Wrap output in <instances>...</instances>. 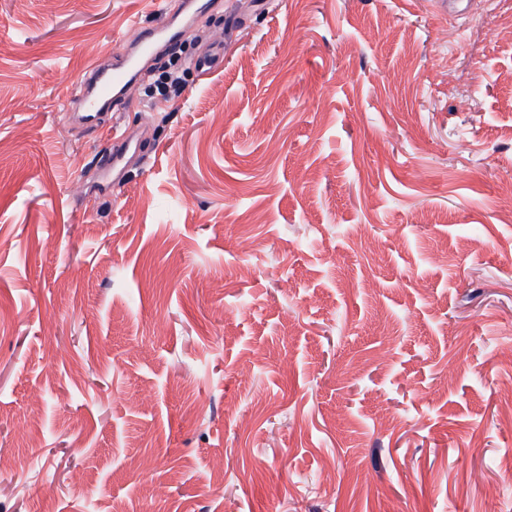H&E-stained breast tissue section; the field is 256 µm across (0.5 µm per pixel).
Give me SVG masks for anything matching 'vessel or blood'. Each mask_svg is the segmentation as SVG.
Masks as SVG:
<instances>
[{
  "label": "vessel or blood",
  "instance_id": "vessel-or-blood-1",
  "mask_svg": "<svg viewBox=\"0 0 512 512\" xmlns=\"http://www.w3.org/2000/svg\"><path fill=\"white\" fill-rule=\"evenodd\" d=\"M202 0H178L175 8L166 10L161 19L151 28L137 31L133 40L123 41L121 50L111 51V66L91 64L88 74L75 91L74 105L79 106L82 121H96L99 111L111 96L125 94L137 80V52H148L157 44L169 43L183 33L185 17L202 10Z\"/></svg>",
  "mask_w": 512,
  "mask_h": 512
}]
</instances>
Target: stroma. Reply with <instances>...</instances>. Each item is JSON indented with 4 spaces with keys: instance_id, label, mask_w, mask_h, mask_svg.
<instances>
[{
    "instance_id": "stroma-1",
    "label": "stroma",
    "mask_w": 512,
    "mask_h": 512,
    "mask_svg": "<svg viewBox=\"0 0 512 512\" xmlns=\"http://www.w3.org/2000/svg\"><path fill=\"white\" fill-rule=\"evenodd\" d=\"M169 3L0 0V512H512V0H211L76 124ZM174 9L167 8L161 19L150 29L138 30L132 42L121 40L122 50L108 52L112 65L105 67L98 64L99 55L90 65L88 75L78 84L73 107L79 106L81 112L77 116L85 123L97 120L98 113L112 97L125 94L127 89L137 80L139 72L136 68L138 58L133 54L135 48L147 53L159 43L167 44L186 28L180 20L187 16L193 17L202 10L207 2L201 0L177 1Z\"/></svg>"
}]
</instances>
